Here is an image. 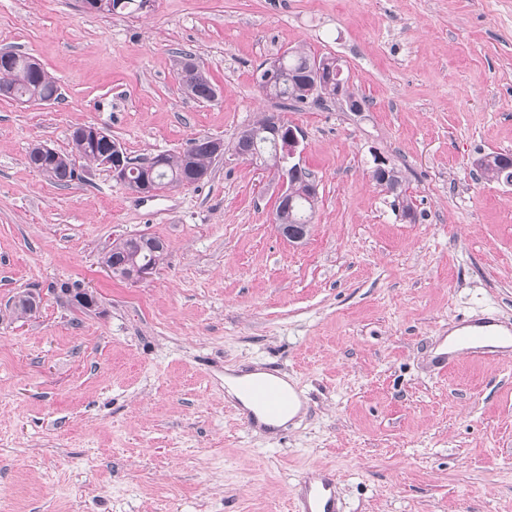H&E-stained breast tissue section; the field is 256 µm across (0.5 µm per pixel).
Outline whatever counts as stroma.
<instances>
[{
  "instance_id": "35a3bbf8",
  "label": "stroma",
  "mask_w": 512,
  "mask_h": 512,
  "mask_svg": "<svg viewBox=\"0 0 512 512\" xmlns=\"http://www.w3.org/2000/svg\"><path fill=\"white\" fill-rule=\"evenodd\" d=\"M301 47L339 60L363 101L283 107L259 65ZM37 58L58 102L0 99V512H286L335 471L345 512H512V351L436 349L461 316L512 326V186L476 160L512 152V0H0V49ZM221 90L189 98L175 55ZM302 132L311 231L275 222L268 167L215 161L139 197L81 160L62 186L29 166L75 127L129 156L232 144L261 114ZM401 169L411 219L373 180ZM166 246L141 282L114 240ZM93 295L88 311L59 288ZM41 303L11 313L16 297ZM277 369L303 413L272 433L230 408L226 373ZM151 0H112V4L106 0H80L82 9L87 13H103L107 8H112L107 15L132 14L147 9Z\"/></svg>"
}]
</instances>
